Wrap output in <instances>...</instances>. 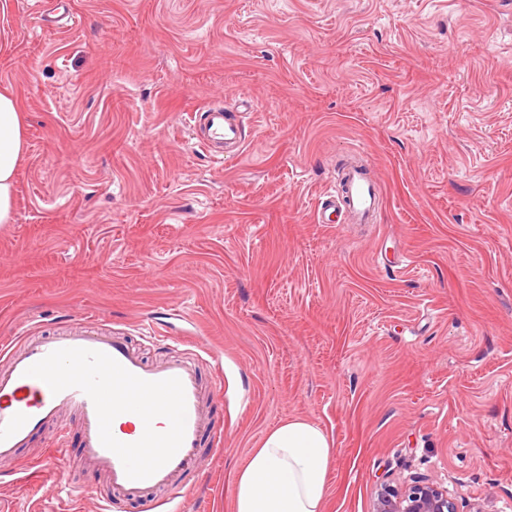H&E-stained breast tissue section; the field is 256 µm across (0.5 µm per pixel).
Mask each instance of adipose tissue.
I'll return each mask as SVG.
<instances>
[{"instance_id":"adipose-tissue-1","label":"adipose tissue","mask_w":512,"mask_h":512,"mask_svg":"<svg viewBox=\"0 0 512 512\" xmlns=\"http://www.w3.org/2000/svg\"><path fill=\"white\" fill-rule=\"evenodd\" d=\"M25 152L24 118L0 90V224L12 222L15 171ZM335 450L325 432L300 419L267 431L236 473L234 512H323Z\"/></svg>"}]
</instances>
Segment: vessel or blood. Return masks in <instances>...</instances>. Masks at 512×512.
Instances as JSON below:
<instances>
[{"mask_svg": "<svg viewBox=\"0 0 512 512\" xmlns=\"http://www.w3.org/2000/svg\"><path fill=\"white\" fill-rule=\"evenodd\" d=\"M243 112L194 115L191 133L206 151L243 148ZM379 194L362 169H345L319 207L337 223H376ZM78 420L84 457L107 477L113 499L150 503L179 492L211 425L197 364L174 355L150 364L119 336L92 329L23 337L0 345V460H14L34 432L62 411Z\"/></svg>", "mask_w": 512, "mask_h": 512, "instance_id": "b4317fda", "label": "vessel or blood"}]
</instances>
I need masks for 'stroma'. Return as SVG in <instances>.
Here are the masks:
<instances>
[{"label":"stroma","instance_id":"stroma-1","mask_svg":"<svg viewBox=\"0 0 512 512\" xmlns=\"http://www.w3.org/2000/svg\"><path fill=\"white\" fill-rule=\"evenodd\" d=\"M0 87L26 142L0 343L89 324L220 359L186 512H234L292 418L335 448L324 512L413 478L512 512V0H0ZM212 104L253 111L223 165L190 131ZM356 151L379 222L318 223ZM80 441L65 413L0 463V512H100Z\"/></svg>","mask_w":512,"mask_h":512}]
</instances>
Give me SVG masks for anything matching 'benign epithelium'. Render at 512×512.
I'll return each instance as SVG.
<instances>
[{"label":"benign epithelium","instance_id":"1","mask_svg":"<svg viewBox=\"0 0 512 512\" xmlns=\"http://www.w3.org/2000/svg\"><path fill=\"white\" fill-rule=\"evenodd\" d=\"M373 512H458L448 489L430 480H418L403 488L381 485Z\"/></svg>","mask_w":512,"mask_h":512}]
</instances>
